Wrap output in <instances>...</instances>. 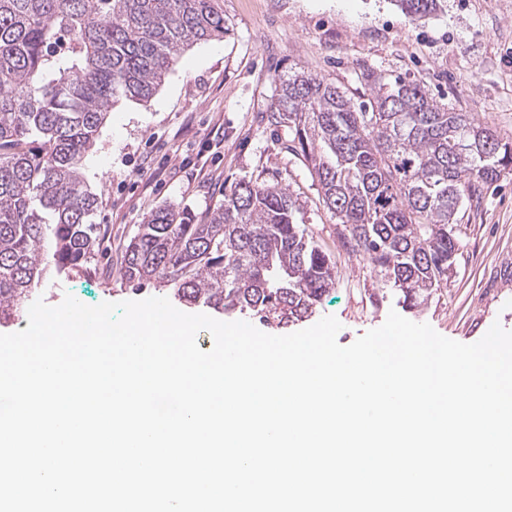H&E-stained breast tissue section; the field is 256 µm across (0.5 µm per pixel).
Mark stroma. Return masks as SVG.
<instances>
[{"label": "stroma", "mask_w": 512, "mask_h": 512, "mask_svg": "<svg viewBox=\"0 0 512 512\" xmlns=\"http://www.w3.org/2000/svg\"><path fill=\"white\" fill-rule=\"evenodd\" d=\"M440 3L413 21L396 0H224V38L182 51L151 100L112 108L84 169L99 197L95 221L108 235L86 270L47 279L39 297L51 306L68 294L88 306L172 298L121 274L139 224L165 204L204 217L242 181L281 182L336 264V285L316 315L338 319L340 345L381 326L392 310L465 344L496 322L512 331V172L466 207L454 274L427 305L410 309L384 293L363 256L343 247L309 173L288 162L287 129L267 121L288 69L336 82L355 99L371 69L512 138V0Z\"/></svg>", "instance_id": "stroma-1"}]
</instances>
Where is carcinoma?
I'll list each match as a JSON object with an SVG mask.
<instances>
[{
  "mask_svg": "<svg viewBox=\"0 0 512 512\" xmlns=\"http://www.w3.org/2000/svg\"><path fill=\"white\" fill-rule=\"evenodd\" d=\"M222 0H0V321L47 276L78 272L103 240L82 167L112 105L144 101L185 46L224 36ZM413 20L438 0H399ZM368 102L299 70L279 77L268 121L288 129L290 162L386 289L425 305L455 271L458 215L512 168L492 135L419 86L362 74ZM280 183L240 182L196 223L166 204L123 255L128 282L190 305L281 327L315 312L334 264L297 221Z\"/></svg>",
  "mask_w": 512,
  "mask_h": 512,
  "instance_id": "obj_1",
  "label": "carcinoma"
}]
</instances>
